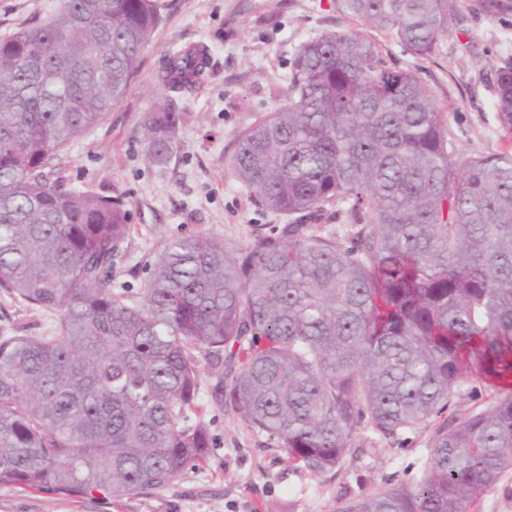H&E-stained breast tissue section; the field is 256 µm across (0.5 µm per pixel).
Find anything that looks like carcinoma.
<instances>
[{"instance_id":"cac0c4a2","label":"carcinoma","mask_w":512,"mask_h":512,"mask_svg":"<svg viewBox=\"0 0 512 512\" xmlns=\"http://www.w3.org/2000/svg\"><path fill=\"white\" fill-rule=\"evenodd\" d=\"M336 11L429 58L456 0H335ZM157 0H59L0 38V292L58 319L0 336V486L114 500L207 463L212 398L322 473L369 425L393 436L470 384L487 406L435 430L420 477L339 512H477L512 470V154L455 156L443 110L408 68L353 30L302 42L286 100L241 130L231 166L287 218L238 245L169 242L137 295L112 285L130 236L124 197L70 188L61 155L123 98L159 23ZM204 45L168 54L169 103L146 157L166 163L207 78ZM512 128V61L496 69ZM355 228L348 239L317 225ZM195 421H190L191 415Z\"/></svg>"}]
</instances>
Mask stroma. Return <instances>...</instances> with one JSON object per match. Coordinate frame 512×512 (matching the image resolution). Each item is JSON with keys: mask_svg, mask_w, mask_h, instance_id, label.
I'll list each match as a JSON object with an SVG mask.
<instances>
[{"mask_svg": "<svg viewBox=\"0 0 512 512\" xmlns=\"http://www.w3.org/2000/svg\"><path fill=\"white\" fill-rule=\"evenodd\" d=\"M162 20L140 54L121 103L107 120L73 142L61 167L75 187L123 195L132 234L112 266L114 284L139 288L170 240L208 232L242 244L283 216L259 207L234 177V139L271 112L283 97L297 46L309 36L354 29L382 53L414 68L444 109L447 134L463 155L512 152V131L495 109L494 69L512 58V13L489 15L476 0H457L459 21L438 53L418 60L391 35L336 12L333 0H158ZM58 0H0V37ZM206 44L210 75L178 99L185 114L168 162L145 155V123L169 94L157 74L168 53ZM27 324L53 330L56 317L0 293V332ZM200 415L215 446L207 464L187 470L164 489L119 501L59 491L0 486V512H336L353 498L413 482L427 460L438 419L384 437L360 426L350 453L336 468L314 474L294 470L286 452L231 411L202 394Z\"/></svg>", "mask_w": 512, "mask_h": 512, "instance_id": "stroma-1", "label": "stroma"}]
</instances>
